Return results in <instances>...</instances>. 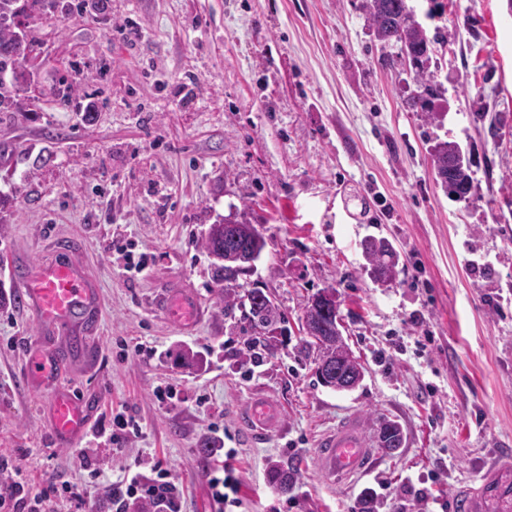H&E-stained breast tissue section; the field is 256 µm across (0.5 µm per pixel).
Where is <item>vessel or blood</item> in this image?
Wrapping results in <instances>:
<instances>
[{
  "label": "vessel or blood",
  "mask_w": 512,
  "mask_h": 512,
  "mask_svg": "<svg viewBox=\"0 0 512 512\" xmlns=\"http://www.w3.org/2000/svg\"><path fill=\"white\" fill-rule=\"evenodd\" d=\"M20 292L26 307L43 323L46 332L65 330L97 308L98 297L90 277L78 265L57 261L34 268L21 282ZM162 302L182 323L196 321L200 309L191 289L171 285L164 288ZM52 354L42 348L31 350L25 362L29 383L51 391L49 427L56 445H74L86 432L93 417L87 404L62 388L52 376ZM249 426L262 430L279 421L276 406L256 399L246 415ZM375 454L367 444L366 428L355 418L337 427L320 444L319 468L333 476L362 473L369 469Z\"/></svg>",
  "instance_id": "1"
}]
</instances>
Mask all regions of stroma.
<instances>
[{"mask_svg":"<svg viewBox=\"0 0 512 512\" xmlns=\"http://www.w3.org/2000/svg\"><path fill=\"white\" fill-rule=\"evenodd\" d=\"M54 0L32 8L36 57L20 108L0 112V291L55 259L92 276L95 324L57 335L59 382L98 407L101 424L134 416L140 437L100 445L116 480L168 465L180 512H215L209 425L224 426L240 479L236 512H350L373 490L379 512H459L461 489L490 471L512 477V19L505 0H407L434 52L441 92L409 107L414 69L385 66L365 0ZM80 94L56 103L61 79ZM97 117L84 118L83 91ZM459 143L471 159L466 199L437 184L430 151ZM253 224L268 245L240 279L278 303L288 342L260 360L240 306L219 298L202 246L217 220ZM399 254L391 287L365 271L361 243ZM146 268L128 270L127 256ZM192 288L203 316L181 328L158 303ZM341 295L345 336L367 373L350 393L321 386L297 349L298 324L325 286ZM42 326L0 307V453L35 485L81 486L85 440L54 449L44 389L24 380ZM146 346L136 353V343ZM177 399L161 406L158 387ZM281 411L255 434L237 419L254 394ZM396 420L403 446L377 451L341 482L318 467L319 443L344 420ZM299 459L289 495L267 462Z\"/></svg>","mask_w":512,"mask_h":512,"instance_id":"1","label":"stroma"}]
</instances>
